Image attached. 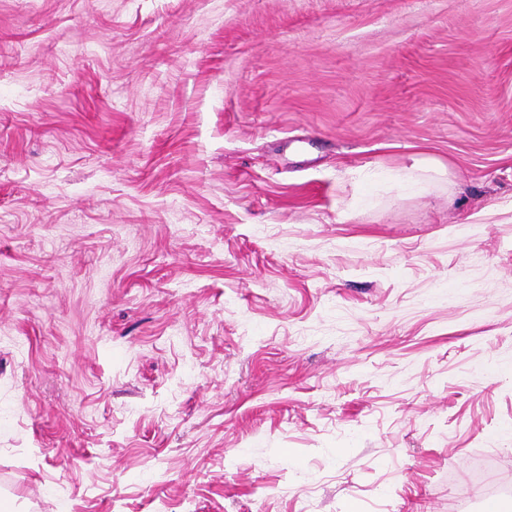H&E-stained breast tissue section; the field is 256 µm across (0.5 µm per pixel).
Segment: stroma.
Here are the masks:
<instances>
[{
	"mask_svg": "<svg viewBox=\"0 0 512 512\" xmlns=\"http://www.w3.org/2000/svg\"><path fill=\"white\" fill-rule=\"evenodd\" d=\"M502 483L512 0H0L1 504Z\"/></svg>",
	"mask_w": 512,
	"mask_h": 512,
	"instance_id": "obj_1",
	"label": "stroma"
}]
</instances>
